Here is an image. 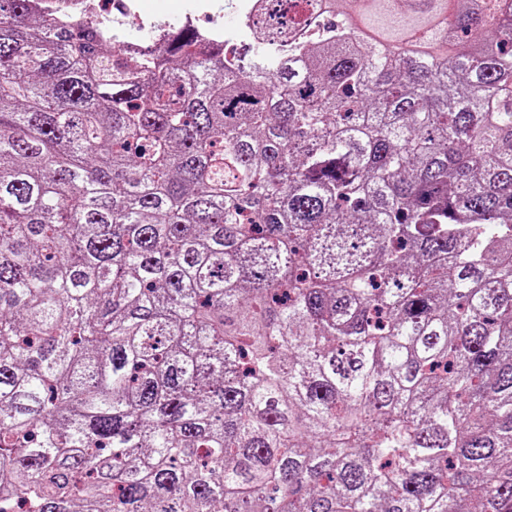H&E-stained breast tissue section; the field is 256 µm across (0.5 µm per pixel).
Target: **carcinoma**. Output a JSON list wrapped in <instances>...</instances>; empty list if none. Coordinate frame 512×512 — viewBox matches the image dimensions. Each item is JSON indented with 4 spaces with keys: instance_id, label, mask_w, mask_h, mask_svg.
<instances>
[{
    "instance_id": "cac0c4a2",
    "label": "carcinoma",
    "mask_w": 512,
    "mask_h": 512,
    "mask_svg": "<svg viewBox=\"0 0 512 512\" xmlns=\"http://www.w3.org/2000/svg\"><path fill=\"white\" fill-rule=\"evenodd\" d=\"M66 2L0 0V512H512V0ZM225 0H135L134 11H137L143 20L157 21L170 20L172 22H184L185 14L192 5L197 8L192 13L193 24L202 27H220L225 32L235 33L242 36L243 32L239 27L238 13L227 12L224 9ZM226 2V1H225ZM142 19L133 25L125 20L128 29L146 33Z\"/></svg>"
}]
</instances>
